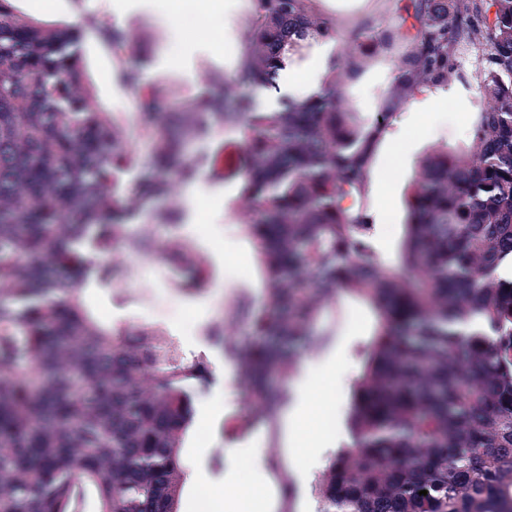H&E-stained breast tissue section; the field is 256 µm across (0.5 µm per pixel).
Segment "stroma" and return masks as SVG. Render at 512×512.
<instances>
[{
	"label": "stroma",
	"instance_id": "1",
	"mask_svg": "<svg viewBox=\"0 0 512 512\" xmlns=\"http://www.w3.org/2000/svg\"><path fill=\"white\" fill-rule=\"evenodd\" d=\"M217 2L233 17L237 29H247L256 0H170L166 12L158 11L153 0H15V5L21 15L51 24L91 20L84 41L88 76L100 103L119 116L128 136L136 140L140 126L133 92L120 81L121 71L142 66L147 79L166 81L193 95L218 94L223 77L233 74L232 46L196 40V20H216L213 5ZM315 8L336 26L330 65L339 69L345 63V49L363 42L366 21L387 25L397 20L394 0H317ZM128 25L140 27L145 39L118 60L105 47L100 31ZM397 58L394 51L372 52L364 57L357 77L346 83L345 98L361 122H372L384 112ZM205 70L211 76L207 82L199 78ZM480 82L476 60L471 53H463L443 87L427 86L416 92V99L433 98L430 112L413 118L398 109L390 115L386 128L390 139L378 147L371 175L386 214L384 223L373 227V238L384 255L394 254L402 236L408 187L421 157L439 144L469 145L483 108ZM237 191V181L202 171L199 182L182 190L180 226L160 228V241L189 242L206 258L209 278L205 287H189L186 277L170 265L156 256L139 254L134 261L151 286L152 301L141 298L132 283L105 290L90 288L86 295L108 325L161 328L185 361L202 360L210 367L212 385L194 397L193 421L181 450L182 462L192 466L200 479L185 482L179 512H199L200 486L218 494L228 479L253 486L262 466L270 468L287 489L279 512H318L319 481L337 453L336 443L349 434L354 386L363 368L360 350L374 335L378 319L363 301L337 296L316 321V348L304 355L314 362V370L305 375L293 372L284 383L289 391L302 385L318 399L320 407L309 433L325 445L322 456H287L274 422L234 430L245 407L237 368L208 341L206 332L222 318L233 317L242 324L261 311L262 273L254 246L238 220L225 218L229 197ZM234 443L244 446V453L226 454V447ZM250 444L262 448V455L248 453Z\"/></svg>",
	"mask_w": 512,
	"mask_h": 512
}]
</instances>
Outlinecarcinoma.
<instances>
[{
	"label": "carcinoma",
	"mask_w": 512,
	"mask_h": 512,
	"mask_svg": "<svg viewBox=\"0 0 512 512\" xmlns=\"http://www.w3.org/2000/svg\"><path fill=\"white\" fill-rule=\"evenodd\" d=\"M315 2L258 0L222 92L181 97L170 119L157 107L167 84L123 73L151 142L142 155L99 103L82 25L0 0V512H84L89 496L96 512H178L192 390L211 371L156 329L98 321L84 293L127 276L114 250L124 238L204 283L191 245L128 226L155 198L167 204L158 221L175 222L182 186L210 161L239 179L235 206L263 274L252 341L225 319L207 333L236 361L247 422L275 417L282 392L269 375L294 372L336 295L378 316L351 445L324 475L319 512H512V275L501 273L512 266V0H404L407 33L364 24L375 48L404 43L391 108L447 81L465 51L482 69L470 146L421 161L392 259L368 213L386 117L362 125L342 95L363 48L306 100L252 103L289 52L336 36ZM103 35L116 55L141 39L132 27ZM216 126L243 128L238 151L186 158Z\"/></svg>",
	"instance_id": "obj_1"
}]
</instances>
